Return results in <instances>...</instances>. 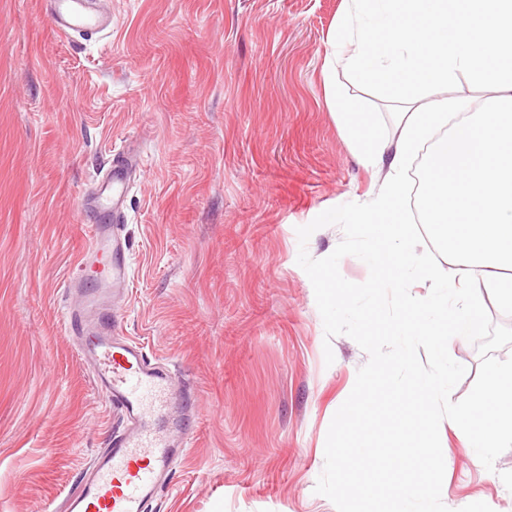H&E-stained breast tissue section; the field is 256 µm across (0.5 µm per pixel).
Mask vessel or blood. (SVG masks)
Returning <instances> with one entry per match:
<instances>
[{
	"instance_id": "obj_1",
	"label": "vessel or blood",
	"mask_w": 512,
	"mask_h": 512,
	"mask_svg": "<svg viewBox=\"0 0 512 512\" xmlns=\"http://www.w3.org/2000/svg\"><path fill=\"white\" fill-rule=\"evenodd\" d=\"M49 16L64 38L107 33L112 18L96 0H49ZM135 157L115 152L94 189L106 200L110 217L89 225V244L65 280L79 305L66 307L64 319L79 341L78 356L110 407L129 423L92 460L78 490L65 498V512H146L167 480L173 461L187 445L185 424L177 419L178 397L173 376L152 364L143 346L112 332L110 294L128 288L127 244L122 235L126 190L139 175Z\"/></svg>"
}]
</instances>
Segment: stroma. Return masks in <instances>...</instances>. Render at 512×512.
Instances as JSON below:
<instances>
[{"mask_svg":"<svg viewBox=\"0 0 512 512\" xmlns=\"http://www.w3.org/2000/svg\"><path fill=\"white\" fill-rule=\"evenodd\" d=\"M110 2L111 34L68 41L39 0H0V512L59 507L126 427L62 312L93 178L126 148L142 168L116 333L195 411L147 512H336L314 488L368 356L326 338L296 229L385 177L325 101L342 0ZM440 440L451 512H512V449L490 472L450 427Z\"/></svg>","mask_w":512,"mask_h":512,"instance_id":"obj_1","label":"stroma"}]
</instances>
